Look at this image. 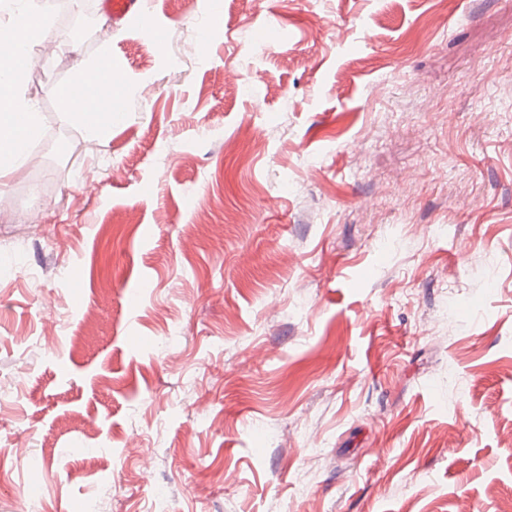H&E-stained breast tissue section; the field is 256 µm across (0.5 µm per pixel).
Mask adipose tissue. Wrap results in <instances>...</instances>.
Masks as SVG:
<instances>
[{"label": "adipose tissue", "instance_id": "adipose-tissue-1", "mask_svg": "<svg viewBox=\"0 0 512 512\" xmlns=\"http://www.w3.org/2000/svg\"><path fill=\"white\" fill-rule=\"evenodd\" d=\"M0 9L7 12L8 23L0 25V41L12 42L15 51L0 55V194L4 193L9 176L25 164L29 150V136L41 128V115L26 96V63L37 47L46 40L49 25L38 0H0ZM76 75L85 77L86 107L74 109L70 105V89L61 85L57 98L65 121L78 122L96 140L106 141L112 136V124L107 118L123 75L111 54L102 53L92 63L79 65Z\"/></svg>", "mask_w": 512, "mask_h": 512}]
</instances>
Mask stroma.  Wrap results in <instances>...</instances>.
I'll return each mask as SVG.
<instances>
[{"label": "stroma", "instance_id": "1", "mask_svg": "<svg viewBox=\"0 0 512 512\" xmlns=\"http://www.w3.org/2000/svg\"><path fill=\"white\" fill-rule=\"evenodd\" d=\"M92 3L0 209V512H499L512 0H224L206 40ZM104 51L100 144L55 91Z\"/></svg>", "mask_w": 512, "mask_h": 512}]
</instances>
